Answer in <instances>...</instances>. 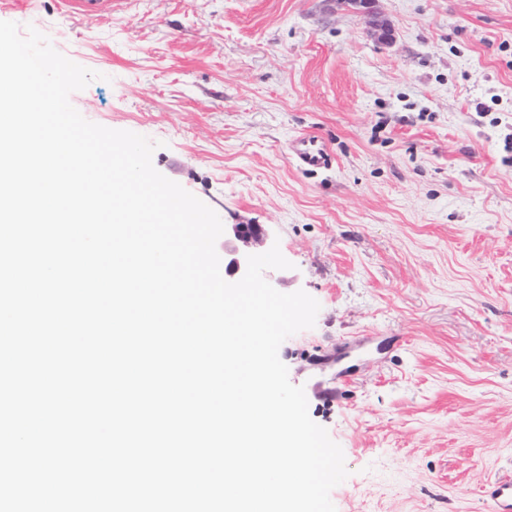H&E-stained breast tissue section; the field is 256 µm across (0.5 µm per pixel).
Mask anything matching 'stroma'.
<instances>
[{
    "mask_svg": "<svg viewBox=\"0 0 512 512\" xmlns=\"http://www.w3.org/2000/svg\"><path fill=\"white\" fill-rule=\"evenodd\" d=\"M0 0L99 72L70 96L154 167L261 224L320 304L279 357L339 444L336 512H491L512 474V0ZM318 134L333 164L300 169ZM376 0H338V3H344L352 7L358 13H361L368 19V24L382 43H389L392 40V30L390 26L381 20L374 10ZM485 497L492 502L495 512L512 511V479H498L484 487Z\"/></svg>",
    "mask_w": 512,
    "mask_h": 512,
    "instance_id": "35a3bbf8",
    "label": "stroma"
}]
</instances>
